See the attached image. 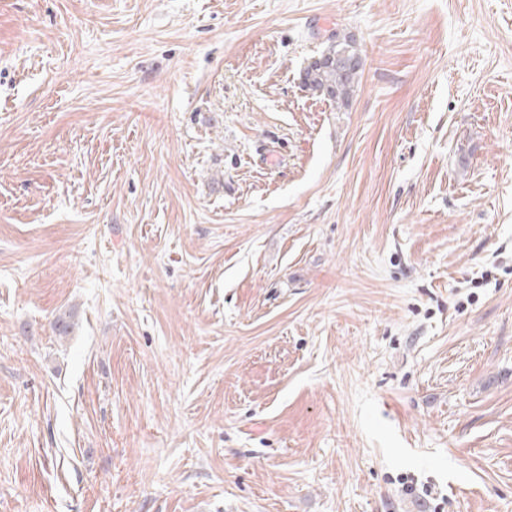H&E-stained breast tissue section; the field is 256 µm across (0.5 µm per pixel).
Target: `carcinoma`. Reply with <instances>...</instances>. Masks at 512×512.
Listing matches in <instances>:
<instances>
[{
  "label": "carcinoma",
  "instance_id": "obj_1",
  "mask_svg": "<svg viewBox=\"0 0 512 512\" xmlns=\"http://www.w3.org/2000/svg\"><path fill=\"white\" fill-rule=\"evenodd\" d=\"M362 70V59L351 40L345 37L331 44L326 51L302 71L305 87L328 96L337 109L350 104Z\"/></svg>",
  "mask_w": 512,
  "mask_h": 512
}]
</instances>
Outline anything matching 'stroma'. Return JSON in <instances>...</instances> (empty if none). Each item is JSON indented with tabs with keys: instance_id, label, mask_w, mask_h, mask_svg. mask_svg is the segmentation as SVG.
Returning a JSON list of instances; mask_svg holds the SVG:
<instances>
[{
	"instance_id": "1",
	"label": "stroma",
	"mask_w": 512,
	"mask_h": 512,
	"mask_svg": "<svg viewBox=\"0 0 512 512\" xmlns=\"http://www.w3.org/2000/svg\"><path fill=\"white\" fill-rule=\"evenodd\" d=\"M0 512H512V0H0ZM336 39L303 69L301 78L304 86L315 93L324 97L330 94L326 98L340 110L350 104L362 70V59L349 38ZM349 62H353V66H348Z\"/></svg>"
}]
</instances>
